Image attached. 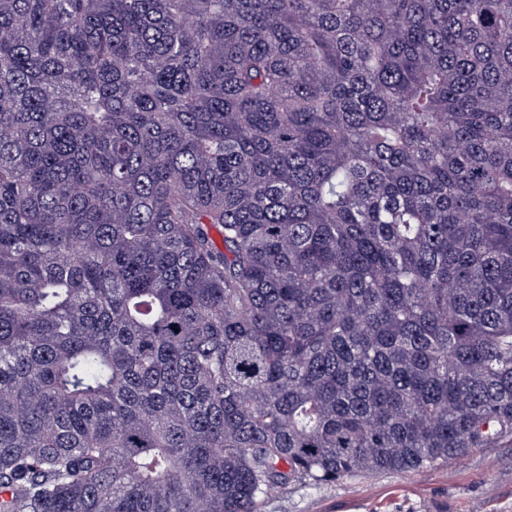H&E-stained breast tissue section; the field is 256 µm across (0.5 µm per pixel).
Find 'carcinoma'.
I'll return each instance as SVG.
<instances>
[{"label":"carcinoma","mask_w":512,"mask_h":512,"mask_svg":"<svg viewBox=\"0 0 512 512\" xmlns=\"http://www.w3.org/2000/svg\"><path fill=\"white\" fill-rule=\"evenodd\" d=\"M508 445L512 0H0V512Z\"/></svg>","instance_id":"cac0c4a2"}]
</instances>
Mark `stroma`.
<instances>
[{"mask_svg": "<svg viewBox=\"0 0 512 512\" xmlns=\"http://www.w3.org/2000/svg\"><path fill=\"white\" fill-rule=\"evenodd\" d=\"M260 512H512V448H475L415 472L295 485Z\"/></svg>", "mask_w": 512, "mask_h": 512, "instance_id": "1", "label": "stroma"}]
</instances>
